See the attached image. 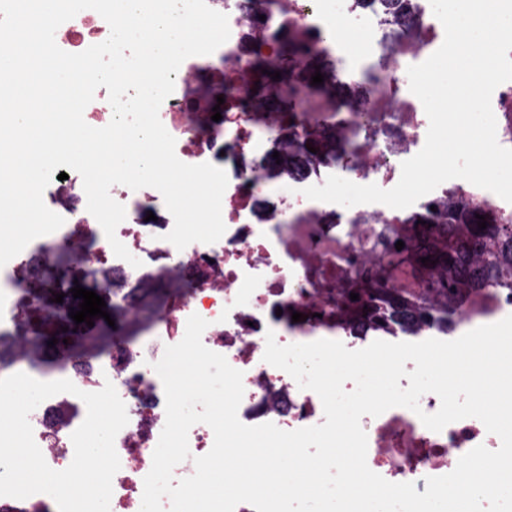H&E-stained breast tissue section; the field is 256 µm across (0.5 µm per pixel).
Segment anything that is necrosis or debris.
Listing matches in <instances>:
<instances>
[{"mask_svg":"<svg viewBox=\"0 0 512 512\" xmlns=\"http://www.w3.org/2000/svg\"><path fill=\"white\" fill-rule=\"evenodd\" d=\"M206 2L227 15L230 37L211 55L181 64L159 117L175 138L182 162L225 170L221 239L177 249L166 239L172 215L147 217L158 190L116 185L110 194L126 209L116 236L142 262L132 267L114 255L86 209L82 178L73 172L66 180H51L43 193L45 205L64 218V225L0 267V378L23 372L42 381L48 375L33 367L31 349L18 341L21 333L41 332L40 316L30 304L37 295L48 302L55 297L48 274L53 248L63 245L80 253L85 245L93 247V260L71 267L66 280L110 289L112 341L104 351L79 359L59 353L50 376L71 380L85 392L112 382L126 405L129 422L115 439L120 469L112 481V512H140L143 480L166 419L164 387L154 365L166 346L182 340L191 315L208 322L203 344L243 373L238 409L243 424L271 422L285 431L319 425L325 418L318 395L264 361L267 335L283 346L312 336L340 341L351 350L376 340H451L443 323L412 333L350 315L337 308L336 295L355 271L374 272L395 239L440 224L445 206L466 202L470 224L481 217L489 223L512 222V203L463 179L442 183L406 209L379 203L346 208L303 194L331 175L392 188L402 162L424 146L429 120L409 89L407 69L425 61L444 39L429 0H290L285 23L277 11L248 8L244 0ZM291 33L308 40L310 58L321 63L323 84H313L312 70H297L292 89L283 91L280 104L267 108L261 120L230 121L243 97L261 93L253 77L255 55H273L275 39ZM109 34L108 23L88 9L63 23L55 37L62 50L79 53ZM379 49L388 62L376 67L377 79L371 82L360 64ZM200 85L224 97L226 118L213 121L209 101L193 93ZM327 125L343 154L315 150L313 132ZM283 149L290 163L280 168L274 154ZM273 168L279 175L271 184L266 174ZM264 194L275 197L272 208L263 207ZM296 312L302 313L301 321H293ZM509 315L512 290L494 287L481 305L459 309L457 325L492 324ZM86 413L84 402L69 393L31 412L34 439L52 469L70 465L71 435ZM418 414L395 407L361 419L367 464L388 481L414 483L422 493L427 477L450 473L475 446H500L499 437L478 419L465 418L434 432Z\"/></svg>","mask_w":512,"mask_h":512,"instance_id":"1","label":"necrosis or debris"}]
</instances>
